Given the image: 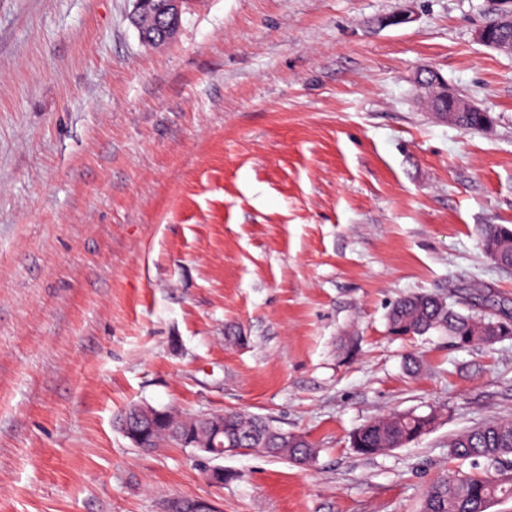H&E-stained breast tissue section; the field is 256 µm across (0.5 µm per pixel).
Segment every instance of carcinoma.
Returning a JSON list of instances; mask_svg holds the SVG:
<instances>
[{
  "mask_svg": "<svg viewBox=\"0 0 512 512\" xmlns=\"http://www.w3.org/2000/svg\"><path fill=\"white\" fill-rule=\"evenodd\" d=\"M483 250L497 253L505 267L512 266V229L501 224H487L480 232ZM395 336H423L432 331L446 333L452 343L466 349L476 345H492L512 336V322L500 326L502 318L477 312L463 314L435 294L416 293L394 302L387 316ZM158 420L141 444L145 450L169 439L172 427H185L187 422L166 408L158 409ZM442 413H392L374 418L357 428L350 442L359 454L371 457L391 452L418 441L426 435L431 419ZM280 428L256 415L235 411L224 413V437L236 441V447L249 448L255 439L267 444L265 454L295 464H310L318 449L303 437L288 443ZM455 459L469 463L467 472H455L438 478L427 489L419 512H488L491 504L512 500V423L487 422L457 435L448 446Z\"/></svg>",
  "mask_w": 512,
  "mask_h": 512,
  "instance_id": "1",
  "label": "carcinoma"
}]
</instances>
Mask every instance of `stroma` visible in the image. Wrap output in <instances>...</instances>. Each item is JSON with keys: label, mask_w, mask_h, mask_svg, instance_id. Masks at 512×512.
I'll return each instance as SVG.
<instances>
[{"label": "stroma", "mask_w": 512, "mask_h": 512, "mask_svg": "<svg viewBox=\"0 0 512 512\" xmlns=\"http://www.w3.org/2000/svg\"><path fill=\"white\" fill-rule=\"evenodd\" d=\"M133 7L0 0V512H417L457 434L512 421V338L387 325L419 292L512 314L479 242L512 228L494 0H189L160 47ZM426 66L492 125L437 122ZM131 404L246 411L319 454L228 455L217 487L192 449L136 448ZM432 408L413 445L350 446ZM441 416L439 410L430 409L427 413L412 411L374 418L357 428L350 436V442L363 456L381 455L417 442L427 434L429 420H440ZM178 511H172L169 500L163 503L162 512H221V509L210 498L183 497L178 501Z\"/></svg>", "instance_id": "1"}]
</instances>
